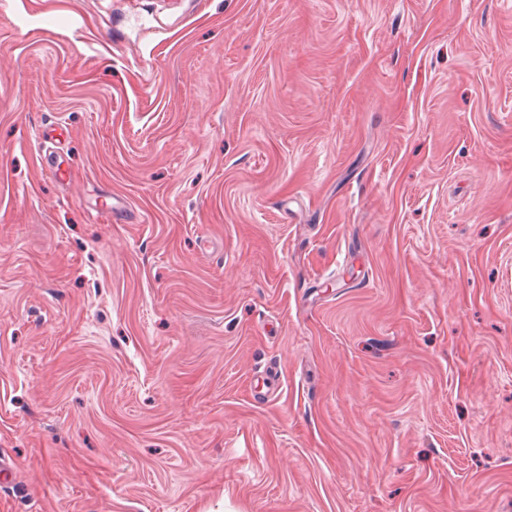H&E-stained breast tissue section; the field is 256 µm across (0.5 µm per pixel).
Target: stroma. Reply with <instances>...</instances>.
I'll use <instances>...</instances> for the list:
<instances>
[{
	"instance_id": "obj_1",
	"label": "stroma",
	"mask_w": 512,
	"mask_h": 512,
	"mask_svg": "<svg viewBox=\"0 0 512 512\" xmlns=\"http://www.w3.org/2000/svg\"><path fill=\"white\" fill-rule=\"evenodd\" d=\"M0 458V512H512V0H0Z\"/></svg>"
}]
</instances>
